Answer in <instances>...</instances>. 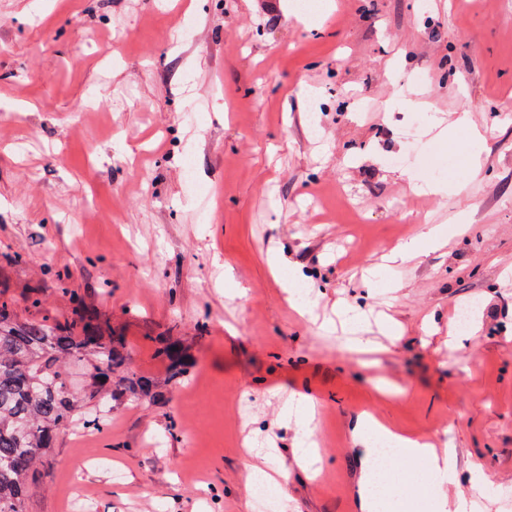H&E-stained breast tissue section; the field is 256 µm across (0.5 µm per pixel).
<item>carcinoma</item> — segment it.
<instances>
[{
    "mask_svg": "<svg viewBox=\"0 0 512 512\" xmlns=\"http://www.w3.org/2000/svg\"><path fill=\"white\" fill-rule=\"evenodd\" d=\"M71 317L63 323L20 320L0 298V512H25V484L37 460L79 413L68 387L69 365H89L84 405L112 399L134 405L153 390V382L128 370L125 337L88 314L72 295ZM173 375L187 372L188 356L176 340L157 349Z\"/></svg>",
    "mask_w": 512,
    "mask_h": 512,
    "instance_id": "cac0c4a2",
    "label": "carcinoma"
}]
</instances>
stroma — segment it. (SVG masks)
Wrapping results in <instances>:
<instances>
[{"label": "stroma", "instance_id": "stroma-1", "mask_svg": "<svg viewBox=\"0 0 512 512\" xmlns=\"http://www.w3.org/2000/svg\"><path fill=\"white\" fill-rule=\"evenodd\" d=\"M463 112L484 142L452 129ZM458 154L447 194L411 192ZM425 215L466 232L369 283ZM271 251L307 274L309 315ZM227 267L246 296H226ZM74 294L157 394L89 439L78 421L59 434L26 512H253L249 439L284 471L288 512H360L365 412L455 449L453 493L512 512V0H319L302 17L294 0H0V295L61 321ZM341 305L369 313L372 349L319 330ZM161 335L195 359L182 381ZM298 393L319 411L316 477L280 414ZM392 467L395 502L437 498L422 463Z\"/></svg>", "mask_w": 512, "mask_h": 512}]
</instances>
